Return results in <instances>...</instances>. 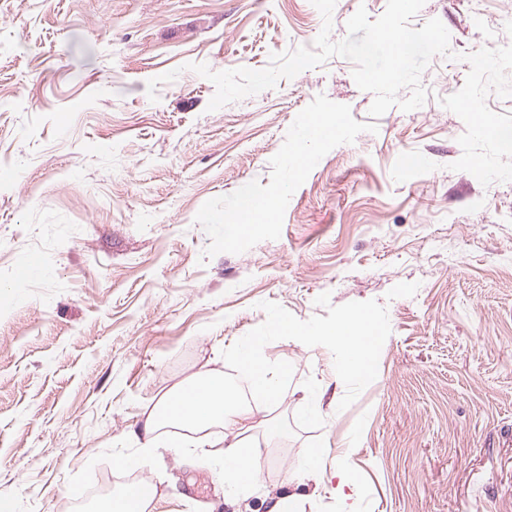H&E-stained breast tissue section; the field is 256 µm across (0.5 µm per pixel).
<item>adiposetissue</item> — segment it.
<instances>
[{"instance_id":"1","label":"adipose tissue","mask_w":512,"mask_h":512,"mask_svg":"<svg viewBox=\"0 0 512 512\" xmlns=\"http://www.w3.org/2000/svg\"><path fill=\"white\" fill-rule=\"evenodd\" d=\"M248 410L236 391L230 389L223 376L202 373L181 386L155 406L144 421L140 434V462L151 459L157 446V431L168 424H181L200 431L212 423L224 429L237 430ZM257 451L242 439L231 441L224 452V473L236 485L248 487L254 480L253 463Z\"/></svg>"}]
</instances>
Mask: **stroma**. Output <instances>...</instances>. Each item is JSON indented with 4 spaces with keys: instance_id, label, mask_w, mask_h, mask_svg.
<instances>
[{
    "instance_id": "35a3bbf8",
    "label": "stroma",
    "mask_w": 512,
    "mask_h": 512,
    "mask_svg": "<svg viewBox=\"0 0 512 512\" xmlns=\"http://www.w3.org/2000/svg\"><path fill=\"white\" fill-rule=\"evenodd\" d=\"M451 57L428 99L372 118L352 61L333 56L216 111L190 71L261 70L312 46L310 0H0V494L14 512H92L142 473L152 512H512V182L451 170L467 53L512 44V0H425ZM178 71L160 84L148 80ZM337 118L300 173L306 119ZM277 193L256 230L225 239L243 195ZM41 277L16 288L25 257ZM374 300L391 333L376 379L346 409L333 355L268 343L293 366L277 405L252 406L249 489L224 448L190 459L164 428L139 464L132 430L274 302L301 320ZM322 392L319 415L304 413ZM321 467L308 469L312 449ZM83 488L75 500V488Z\"/></svg>"
}]
</instances>
